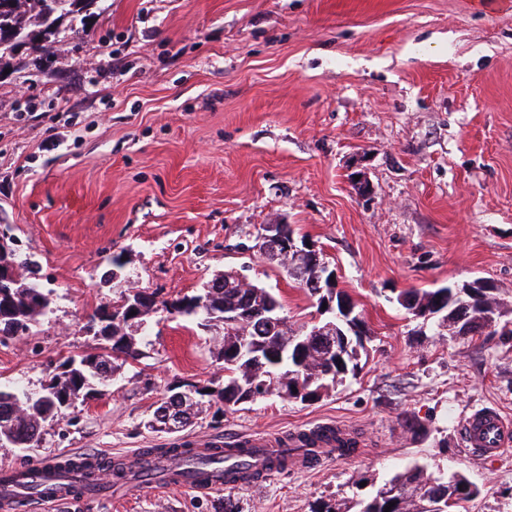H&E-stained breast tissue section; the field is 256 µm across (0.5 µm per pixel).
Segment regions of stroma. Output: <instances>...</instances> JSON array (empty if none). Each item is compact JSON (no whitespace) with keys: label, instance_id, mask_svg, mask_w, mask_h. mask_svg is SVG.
Instances as JSON below:
<instances>
[{"label":"stroma","instance_id":"stroma-1","mask_svg":"<svg viewBox=\"0 0 512 512\" xmlns=\"http://www.w3.org/2000/svg\"><path fill=\"white\" fill-rule=\"evenodd\" d=\"M50 65L24 54L0 76V225L39 265L54 312L0 344V382L37 390L120 280L172 301L233 271L266 288L290 325L317 302L253 249L282 222L335 268L365 322L356 376L312 403L275 396L193 425H148L169 389L224 383L196 321L151 314L139 360L46 427L40 448L119 458L195 438L340 425L359 454L328 455L257 488L200 494L124 483L50 512H312L356 501L418 462L480 495L463 512H512V451L472 459L474 408L512 416V7L500 0H97L66 20ZM361 171L369 195L350 178ZM493 282L495 329L443 334L396 302L405 290Z\"/></svg>","mask_w":512,"mask_h":512}]
</instances>
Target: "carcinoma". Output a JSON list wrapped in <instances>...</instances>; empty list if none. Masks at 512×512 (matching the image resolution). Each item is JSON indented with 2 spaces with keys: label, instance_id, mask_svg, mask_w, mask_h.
<instances>
[{
  "label": "carcinoma",
  "instance_id": "obj_1",
  "mask_svg": "<svg viewBox=\"0 0 512 512\" xmlns=\"http://www.w3.org/2000/svg\"><path fill=\"white\" fill-rule=\"evenodd\" d=\"M18 13L14 23L24 29H32L35 24L33 11L40 0H14ZM15 263L20 275L10 293L0 296V338L8 339L26 336L40 320L52 313L53 299L51 291L39 286L33 278L36 262L15 248L14 237L0 232V272L8 271L9 264ZM225 275H218L202 287V293L184 296L171 303L158 301L156 293L145 288L147 303L144 304L143 317L164 308L176 317L196 319L199 325L216 336L222 337L219 343L218 357L224 360V386L216 391L215 399L224 405L234 406L247 402L246 393L252 389L266 386L264 396L280 395L283 379L297 374L305 381L322 373L321 364L316 358L322 351L315 348L313 353H303L306 361L299 366L294 346L280 340V337L293 332L287 322L274 334L266 329H258L254 324L224 323V308L247 299L274 316H281L282 305L266 289L255 288L251 291L226 286ZM397 303L411 314L427 313L438 319V325L446 324L460 335L463 328L455 323V310L463 303L471 306L472 312L483 318V314H494L498 308L496 293L489 294L487 300L479 294H471L464 288L448 286L422 293L402 291L396 298ZM112 304L101 303L89 317L94 324V335L102 341L103 352L87 353L78 357H68L61 363L62 371L52 374L42 385V392L29 394V391L6 386L0 387V442L13 448H38L42 442L44 428L64 412L61 399L70 400L69 407L88 394L98 391L106 385L113 375L127 364L136 361L140 352L136 347L134 332L118 333L119 325L112 322L101 323L102 316L109 313ZM336 330L342 333L344 342V361L336 369L346 370L356 375L360 351L365 349L363 337L355 335L351 322L339 320ZM202 412V401L198 398L174 397L169 395L154 410V415L169 419L175 424L189 426ZM179 465L192 472L209 464H224L227 472L246 474L252 468L251 457L244 453L226 455L220 450L214 452L191 453L177 457ZM63 468L79 467L85 477H91L100 468L109 469L118 479L126 477L124 464L110 458H95L89 461L78 459L61 464ZM477 494L476 486L465 476L444 473L434 475L425 465L414 463L403 472L386 480L376 493L360 502L358 512H384L389 503H394L390 512H448ZM352 506L344 498L329 499L318 504L312 512H351Z\"/></svg>",
  "mask_w": 512,
  "mask_h": 512
}]
</instances>
